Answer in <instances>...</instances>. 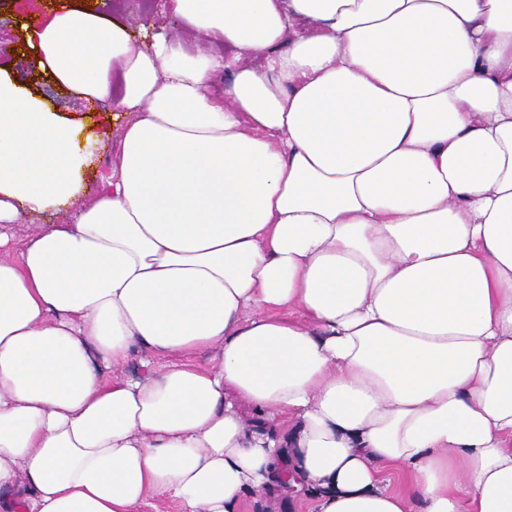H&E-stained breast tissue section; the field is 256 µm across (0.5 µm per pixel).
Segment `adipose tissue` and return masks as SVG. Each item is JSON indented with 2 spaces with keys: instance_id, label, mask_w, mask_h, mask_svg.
I'll use <instances>...</instances> for the list:
<instances>
[{
  "instance_id": "obj_1",
  "label": "adipose tissue",
  "mask_w": 512,
  "mask_h": 512,
  "mask_svg": "<svg viewBox=\"0 0 512 512\" xmlns=\"http://www.w3.org/2000/svg\"><path fill=\"white\" fill-rule=\"evenodd\" d=\"M169 8L29 37L92 201L0 73V512H512V0ZM65 214L62 213H46L43 215H33L21 210L20 216L13 225V233L15 235L17 249L22 245L27 235L31 233L34 224H58L64 220Z\"/></svg>"
}]
</instances>
